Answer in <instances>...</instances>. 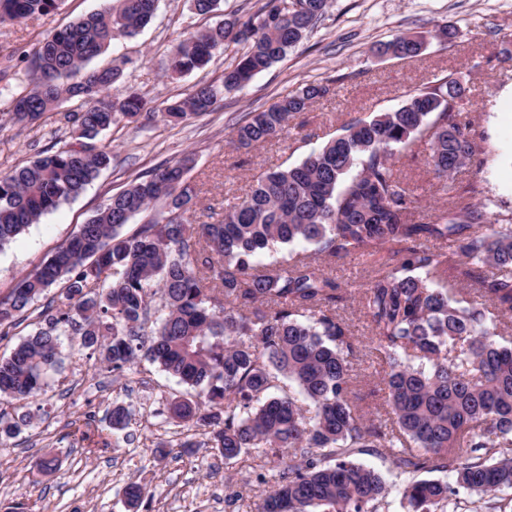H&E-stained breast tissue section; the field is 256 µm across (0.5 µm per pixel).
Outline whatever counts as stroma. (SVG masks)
I'll return each instance as SVG.
<instances>
[{"label": "stroma", "mask_w": 512, "mask_h": 512, "mask_svg": "<svg viewBox=\"0 0 512 512\" xmlns=\"http://www.w3.org/2000/svg\"><path fill=\"white\" fill-rule=\"evenodd\" d=\"M254 2L220 0L215 12L198 15L190 0H159L148 26L112 41L94 63L121 67L112 97L133 90L164 108L198 83L221 84L225 68L237 58L230 49L204 69L168 76L164 60L181 32L243 14ZM104 5V0H62L48 15L0 24V63L13 60L17 73H24L22 53L36 38ZM443 25L457 27L458 37L446 44L431 42L419 58L397 59L377 51L393 36L424 35ZM510 39L512 0H330L325 19L307 40L243 90L223 92L213 111L177 126L141 116L105 132L101 141L112 151L111 166L78 197L0 249V297L134 177L193 154L196 165L189 180L198 191L193 219L205 221L211 208L241 195L254 175L300 162L345 122L398 108L408 89L440 74L464 77L471 103L463 118L496 157L484 167L463 169L443 186L422 158L402 153L397 169L419 194L417 216L426 219L449 207L472 181L479 182L499 211H511L512 59L501 52ZM315 80L329 82L330 92L291 120L288 135L253 150L232 144V130L245 113L264 110L284 93ZM10 105L11 91L0 83V171L23 166L54 143L71 140L64 115L78 107V99L62 100L45 122H13ZM336 316L356 338L351 399L362 411L374 410L379 366L366 342L369 324L354 298L337 303ZM181 393V386L148 361L112 373L100 369L90 350L63 337L62 365L46 391L24 406L0 402V412L31 416L17 437L0 444V512H129L123 489L131 482L152 491L139 512H257L273 482L262 457L254 451L223 459L205 446L202 429L177 425L167 407ZM116 403L131 412L127 431L108 427ZM43 454L57 460L47 474L32 466Z\"/></svg>", "instance_id": "1"}]
</instances>
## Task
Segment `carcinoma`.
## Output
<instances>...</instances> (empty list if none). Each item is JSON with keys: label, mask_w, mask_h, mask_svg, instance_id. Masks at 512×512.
I'll use <instances>...</instances> for the list:
<instances>
[{"label": "carcinoma", "mask_w": 512, "mask_h": 512, "mask_svg": "<svg viewBox=\"0 0 512 512\" xmlns=\"http://www.w3.org/2000/svg\"><path fill=\"white\" fill-rule=\"evenodd\" d=\"M59 2L0 0V22L47 15ZM156 2L107 0L24 54L25 79L12 91L15 122L48 119L63 98L80 105L64 115L71 142L0 173V248L110 167L112 150L90 141L123 118L154 115L135 91L107 100L121 70L88 64L115 37L146 27ZM258 2L240 17L188 33L166 70L200 69L242 44L223 78L224 89H242L300 44L329 7V0ZM427 44L423 36H397L383 52L412 59ZM329 92L326 82L307 83L246 113L233 143L252 149L282 136ZM218 94L215 85L197 84L162 114L174 123L201 116ZM467 102L462 77H437L408 91L399 108L350 121L300 163L261 173L212 222H190L194 158L136 177L0 299L3 340L35 301L62 285L33 333L0 356V397L21 402L43 391L62 364L60 337L69 332L105 369L121 373L147 359L192 390L172 399L170 417L208 428L224 459L262 449L277 478L259 512H380L389 485L357 461L371 448L389 451L403 473H448L447 481H408L405 512H457L461 491L482 500L512 489V345L498 341L497 324L486 316L490 306L512 311V227L473 201L481 193L475 181L433 220L414 221L417 198L394 162L425 142L424 164L445 189L467 166H484L492 150L461 120ZM160 201L159 218L121 233ZM300 242L314 255L263 263L267 253ZM385 245L402 247V260L350 284L371 329L369 346L383 362L382 403L360 414L349 390L355 337L335 310L345 292L322 259L371 256ZM450 266L477 285L466 306L439 287ZM129 422L124 406L112 407L110 429ZM28 423L25 414H0V440ZM124 496L136 507L152 492L131 483Z\"/></svg>", "instance_id": "carcinoma-1"}]
</instances>
